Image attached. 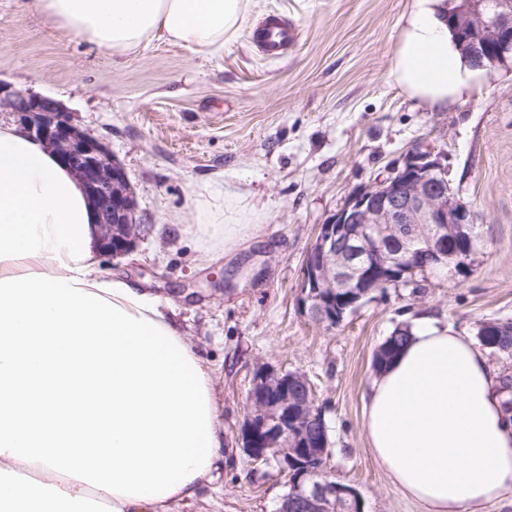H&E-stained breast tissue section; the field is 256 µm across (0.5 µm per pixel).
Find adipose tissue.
Instances as JSON below:
<instances>
[{"mask_svg":"<svg viewBox=\"0 0 512 512\" xmlns=\"http://www.w3.org/2000/svg\"><path fill=\"white\" fill-rule=\"evenodd\" d=\"M115 55L156 39L222 49L249 0H35ZM391 75L428 109L483 81L443 0H412ZM206 252L258 230L236 193L194 201ZM96 212L42 142L0 125V512H173L224 458L212 370L166 299L99 269ZM108 377H101L102 366ZM489 351L423 315L364 393L377 464L425 512H483L512 494V420Z\"/></svg>","mask_w":512,"mask_h":512,"instance_id":"obj_1","label":"adipose tissue"}]
</instances>
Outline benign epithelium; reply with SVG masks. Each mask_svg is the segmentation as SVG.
<instances>
[{"instance_id":"obj_1","label":"benign epithelium","mask_w":512,"mask_h":512,"mask_svg":"<svg viewBox=\"0 0 512 512\" xmlns=\"http://www.w3.org/2000/svg\"><path fill=\"white\" fill-rule=\"evenodd\" d=\"M448 24L482 67L512 58V0H457ZM0 102L28 135L45 143L85 185L97 215L104 252L124 256L135 242L137 208L124 171L103 139L82 132L59 103L0 86ZM477 215L453 189L442 156L417 148L403 165L373 185L355 190L320 225L307 252L301 304L315 323L336 327L377 288L404 280L426 262L455 279L470 253L454 251V240L472 241ZM251 413L238 435L254 463L274 462L293 477L281 512H356L357 491L332 480L326 465L310 464L327 445L303 448L295 427L315 411L313 390L295 401L284 372L258 367L248 391Z\"/></svg>"}]
</instances>
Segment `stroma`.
<instances>
[{
  "instance_id": "1",
  "label": "stroma",
  "mask_w": 512,
  "mask_h": 512,
  "mask_svg": "<svg viewBox=\"0 0 512 512\" xmlns=\"http://www.w3.org/2000/svg\"><path fill=\"white\" fill-rule=\"evenodd\" d=\"M33 0H0V82L49 96L105 139L140 218L134 252L101 257L103 274L169 298L208 360L221 397L224 460L191 507L174 512H275L287 479L250 463L237 433L257 366L303 374L331 439L328 468L363 512H424L374 461L362 396L377 346L421 313L475 335L512 321V62L486 68L480 89L433 111L395 83L411 0H250L236 37L216 52L164 40L119 56L50 25ZM273 14L296 28L283 58L262 59L252 34ZM418 146L444 154L452 186L481 214L465 275L374 293L340 326L301 308L304 259L321 224L356 189ZM246 196L242 248L210 259L182 225L199 188Z\"/></svg>"
}]
</instances>
